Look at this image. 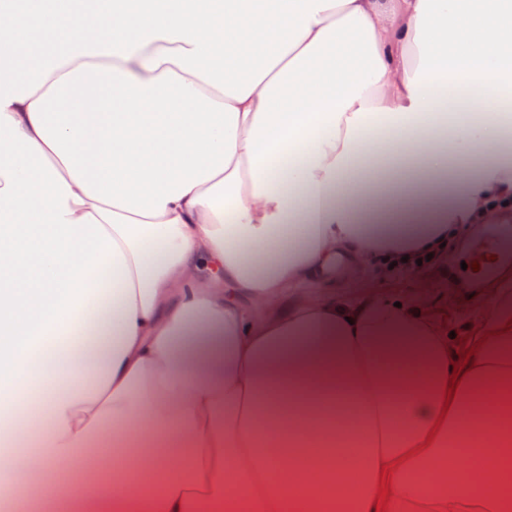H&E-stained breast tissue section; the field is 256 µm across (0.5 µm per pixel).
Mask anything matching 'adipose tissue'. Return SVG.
I'll return each mask as SVG.
<instances>
[{
    "instance_id": "ef3b65f1",
    "label": "adipose tissue",
    "mask_w": 512,
    "mask_h": 512,
    "mask_svg": "<svg viewBox=\"0 0 512 512\" xmlns=\"http://www.w3.org/2000/svg\"><path fill=\"white\" fill-rule=\"evenodd\" d=\"M509 134L512 0H0V502L512 512V289L373 285L512 219ZM468 276L460 279L456 276L455 280L448 278V265L435 272L430 280H424L417 275H405L406 287L414 292H423L428 298L435 300L440 308L451 315L455 321V327L459 333H462L467 325L466 311L469 302L462 297L457 289L460 284L468 281Z\"/></svg>"
}]
</instances>
